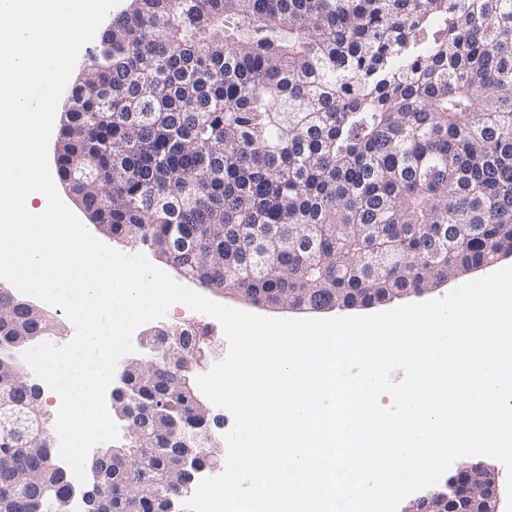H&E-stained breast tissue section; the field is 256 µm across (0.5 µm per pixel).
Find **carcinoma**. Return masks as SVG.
I'll list each match as a JSON object with an SVG mask.
<instances>
[{
  "mask_svg": "<svg viewBox=\"0 0 512 512\" xmlns=\"http://www.w3.org/2000/svg\"><path fill=\"white\" fill-rule=\"evenodd\" d=\"M56 169L90 223L255 304L363 307L512 251V0H130L60 120ZM190 240L191 249L182 246ZM58 324L0 291V415L44 420L28 346ZM205 346L192 326L158 336ZM123 371L84 512H167L133 456L202 431L183 359ZM66 473L27 425L0 430V512H64ZM113 386L114 387L116 386V375H114L113 382L111 383V385L109 386V388L107 390V393H106V404H107V408L109 410V413H110L112 419L114 420V422L118 426L119 438L117 440H115V441H112V442H107V443L99 444L98 446L100 448H106V447H109V446H112V445L120 444V442L123 439V436L126 433V427L128 425V423L126 421H122V420L118 419L117 416L114 414V411L112 409V403L116 404L117 398L120 396V394L124 393L125 391H124L123 388L116 387V388L113 389V392H112V387ZM111 392H112V400H111ZM123 417L125 419H127L131 423V426H129L128 432H127V434L125 435V438H124V440H129L131 435L134 432V428H135L136 424L133 421V416H129L127 414V415H125Z\"/></svg>",
  "mask_w": 512,
  "mask_h": 512,
  "instance_id": "obj_1",
  "label": "carcinoma"
}]
</instances>
